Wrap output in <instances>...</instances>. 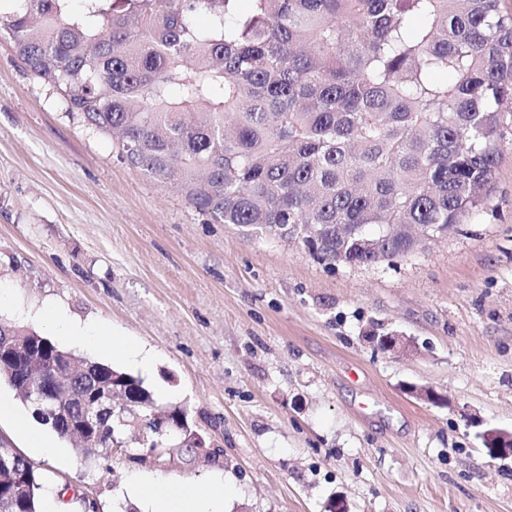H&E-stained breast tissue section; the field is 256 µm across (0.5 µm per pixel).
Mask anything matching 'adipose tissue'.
<instances>
[{"mask_svg": "<svg viewBox=\"0 0 512 512\" xmlns=\"http://www.w3.org/2000/svg\"><path fill=\"white\" fill-rule=\"evenodd\" d=\"M231 482L224 475H216L202 483L180 487L170 494H160L154 481L136 478L133 492L141 498L156 501L157 512H215L216 503L224 500Z\"/></svg>", "mask_w": 512, "mask_h": 512, "instance_id": "obj_1", "label": "adipose tissue"}]
</instances>
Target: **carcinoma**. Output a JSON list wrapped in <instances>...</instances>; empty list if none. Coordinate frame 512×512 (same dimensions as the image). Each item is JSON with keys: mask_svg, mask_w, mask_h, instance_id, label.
Returning <instances> with one entry per match:
<instances>
[{"mask_svg": "<svg viewBox=\"0 0 512 512\" xmlns=\"http://www.w3.org/2000/svg\"><path fill=\"white\" fill-rule=\"evenodd\" d=\"M13 0L0 37L124 160L214 221L353 268L482 210L512 103L500 0ZM201 17L210 19L204 28ZM140 394L143 381L112 370ZM126 411L103 415L124 447ZM138 442L168 448L160 426ZM39 472L21 512H40Z\"/></svg>", "mask_w": 512, "mask_h": 512, "instance_id": "1", "label": "carcinoma"}]
</instances>
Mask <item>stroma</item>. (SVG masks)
Instances as JSON below:
<instances>
[{
    "label": "stroma",
    "mask_w": 512,
    "mask_h": 512,
    "mask_svg": "<svg viewBox=\"0 0 512 512\" xmlns=\"http://www.w3.org/2000/svg\"><path fill=\"white\" fill-rule=\"evenodd\" d=\"M501 153L485 208L448 238L391 265L331 268L146 178L0 38V319L141 379L206 449L162 469L125 448L93 461L21 429L29 411L2 382L0 448L46 474L56 512L80 496L153 512L132 476L165 491L216 473L235 481L221 512H512V460L479 438L512 431V123ZM56 309L109 341L59 335L44 321ZM372 332L407 345L381 350ZM116 341L150 364L113 354ZM42 439L54 454L36 451Z\"/></svg>",
    "instance_id": "stroma-1"
}]
</instances>
